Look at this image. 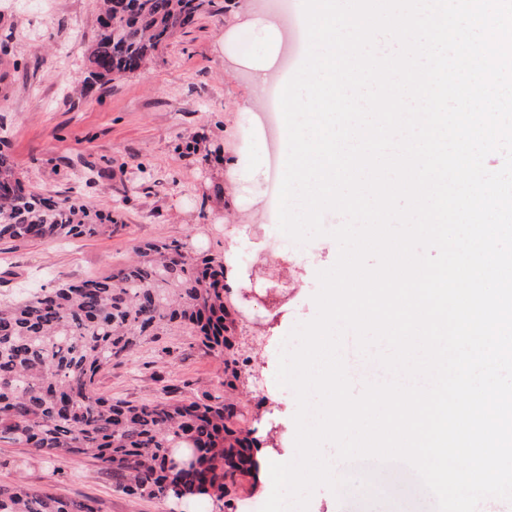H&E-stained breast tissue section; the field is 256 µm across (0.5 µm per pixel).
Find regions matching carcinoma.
Masks as SVG:
<instances>
[{
    "instance_id": "carcinoma-1",
    "label": "carcinoma",
    "mask_w": 512,
    "mask_h": 512,
    "mask_svg": "<svg viewBox=\"0 0 512 512\" xmlns=\"http://www.w3.org/2000/svg\"><path fill=\"white\" fill-rule=\"evenodd\" d=\"M212 0H100L88 61L99 79L137 71ZM112 213L74 201L51 205L26 192L0 152V240H58L116 233ZM108 277L89 276L0 302V442L48 458L84 457L112 471V485L145 500L198 497L224 512L237 478L258 470L252 431L234 426L224 387L237 375L226 324L224 255L191 240L149 242ZM182 331L223 361L224 378L198 400L134 404L100 395V373L149 338ZM189 450L190 464L171 456ZM0 512H97L23 481L0 485Z\"/></svg>"
}]
</instances>
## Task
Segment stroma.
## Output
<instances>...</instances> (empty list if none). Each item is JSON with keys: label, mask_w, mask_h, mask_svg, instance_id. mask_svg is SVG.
<instances>
[{"label": "stroma", "mask_w": 512, "mask_h": 512, "mask_svg": "<svg viewBox=\"0 0 512 512\" xmlns=\"http://www.w3.org/2000/svg\"><path fill=\"white\" fill-rule=\"evenodd\" d=\"M302 17V0H214L145 67L95 82L87 48L98 33V0H0V150L27 190L90 203L122 225L109 237L1 240L0 300L24 286L108 276L149 241L189 237L199 251L224 254L237 272L224 302L245 360L224 397L242 426L286 459L297 404L274 382L280 343L315 317L316 274L334 264L338 245L320 237L309 262H266L268 227L278 221L272 160L283 143L268 95L252 96L251 85L255 63L269 58L274 78L296 72L307 49ZM222 370L195 337L166 335L105 370L97 389L136 404L200 399ZM18 479L93 499L99 512L169 510L117 491L111 472L89 462H53L0 443V484ZM308 512L433 508L420 484L380 475L362 496L340 500L318 489Z\"/></svg>", "instance_id": "obj_1"}]
</instances>
